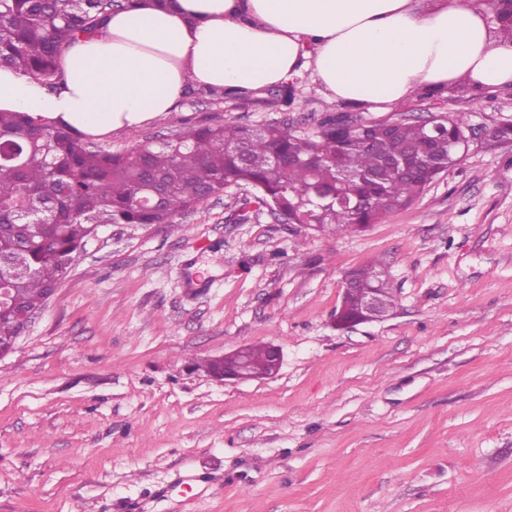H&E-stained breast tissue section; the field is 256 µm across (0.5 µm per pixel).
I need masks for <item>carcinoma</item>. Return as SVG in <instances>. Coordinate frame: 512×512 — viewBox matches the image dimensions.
<instances>
[{
	"label": "carcinoma",
	"mask_w": 512,
	"mask_h": 512,
	"mask_svg": "<svg viewBox=\"0 0 512 512\" xmlns=\"http://www.w3.org/2000/svg\"><path fill=\"white\" fill-rule=\"evenodd\" d=\"M138 0H0V66L50 88L63 80L65 49L104 28ZM497 30L512 39V0H494ZM468 125L449 113L430 141L417 123L357 118L346 126L328 106L311 133L232 122L184 127L169 141L113 153L73 128L0 112V281L13 305L0 309V352L21 335L17 312L37 311L47 290L101 224H170L214 195L251 186L294 224L320 233L360 232L412 204L448 171V141ZM376 266L352 273L353 287L380 288Z\"/></svg>",
	"instance_id": "obj_1"
}]
</instances>
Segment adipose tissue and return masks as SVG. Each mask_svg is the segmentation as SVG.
Here are the masks:
<instances>
[{
	"instance_id": "ef3b65f1",
	"label": "adipose tissue",
	"mask_w": 512,
	"mask_h": 512,
	"mask_svg": "<svg viewBox=\"0 0 512 512\" xmlns=\"http://www.w3.org/2000/svg\"><path fill=\"white\" fill-rule=\"evenodd\" d=\"M470 0H139L67 49L64 80L0 68V111L98 137L173 111L187 86L253 94L313 71L329 100L389 104L466 78L512 86V40Z\"/></svg>"
}]
</instances>
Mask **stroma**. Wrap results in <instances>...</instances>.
Wrapping results in <instances>:
<instances>
[{
	"label": "stroma",
	"instance_id": "1",
	"mask_svg": "<svg viewBox=\"0 0 512 512\" xmlns=\"http://www.w3.org/2000/svg\"><path fill=\"white\" fill-rule=\"evenodd\" d=\"M327 105L310 71L287 109L192 86L99 144L214 122L311 132ZM339 108L512 122V88ZM253 194L87 242L0 356V512H512V148H471L361 233L280 223ZM369 263L397 308L337 329L344 275ZM256 343L281 347L276 375L205 371Z\"/></svg>",
	"mask_w": 512,
	"mask_h": 512
}]
</instances>
